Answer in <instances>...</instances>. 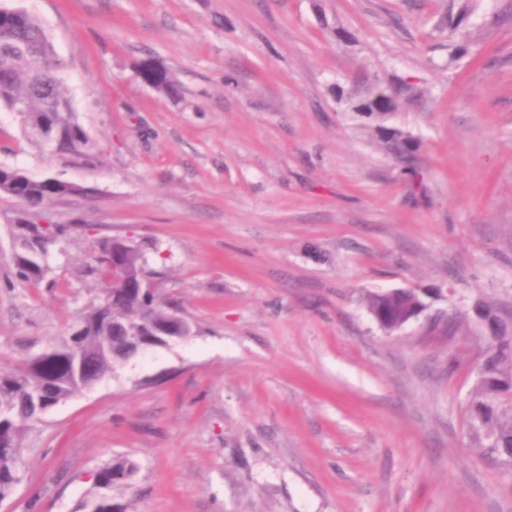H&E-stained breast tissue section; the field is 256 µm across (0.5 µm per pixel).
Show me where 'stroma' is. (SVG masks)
Instances as JSON below:
<instances>
[{
    "label": "stroma",
    "mask_w": 512,
    "mask_h": 512,
    "mask_svg": "<svg viewBox=\"0 0 512 512\" xmlns=\"http://www.w3.org/2000/svg\"><path fill=\"white\" fill-rule=\"evenodd\" d=\"M43 23L96 158L63 162L0 110V165L84 187L82 220L18 282L0 194V366L65 336L105 284L93 242L140 245L194 336L148 349L31 423L0 512H78L94 473L123 512H512V479L462 410L484 340L512 320V0H0ZM463 17V41L439 32ZM154 59L181 86L142 82ZM412 83L392 127L406 174L349 92ZM427 308L388 335L364 293ZM382 132L380 142L383 148L405 164L404 169L413 167V146L402 132L393 127L379 126ZM136 471V465L128 459H116L101 467L95 473V486L99 489L112 490L114 485L128 479Z\"/></svg>",
    "instance_id": "1"
}]
</instances>
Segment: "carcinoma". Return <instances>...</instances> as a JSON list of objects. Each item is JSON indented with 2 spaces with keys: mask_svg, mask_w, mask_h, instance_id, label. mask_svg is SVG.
I'll return each mask as SVG.
<instances>
[{
  "mask_svg": "<svg viewBox=\"0 0 512 512\" xmlns=\"http://www.w3.org/2000/svg\"><path fill=\"white\" fill-rule=\"evenodd\" d=\"M3 48H16L18 52L0 59V109L16 112L25 136L40 148L46 147V140H55L58 158L65 160L74 152L86 161L93 160L94 144L62 90L64 65L40 19L22 10L0 11V50ZM139 74L159 95L178 96L177 80L160 63ZM416 96L415 88L405 82L392 88L374 83L358 92L354 111L369 112L384 120L397 111L398 102ZM379 130L383 148L405 168L413 167L409 139L393 127L381 126ZM74 191L76 188L56 176L37 180L21 169L0 165V193L13 197L22 207L16 219L20 251L14 256L19 280L35 284L46 281L54 286L44 259L70 228L61 224L42 227L31 223V216L45 202ZM146 264L137 246L112 260L90 256L87 272L108 280L109 286L73 325L79 333L63 337L38 360L26 358L13 366L0 367V500L14 487L21 442L29 423L92 387L140 350L193 335L194 326L180 313L178 305L157 292L145 296L138 288L121 287L114 272L116 266L123 265L150 279ZM363 302L379 320L381 329L391 334L400 322L412 319L422 297L412 289H396L368 292ZM492 333L493 354L484 378L467 399L465 426L473 447L512 476V324L495 317ZM135 471L136 465L128 459L111 461L95 473V486L110 490ZM82 510L121 512V507L101 495L84 502Z\"/></svg>",
  "mask_w": 512,
  "mask_h": 512,
  "instance_id": "cac0c4a2",
  "label": "carcinoma"
}]
</instances>
